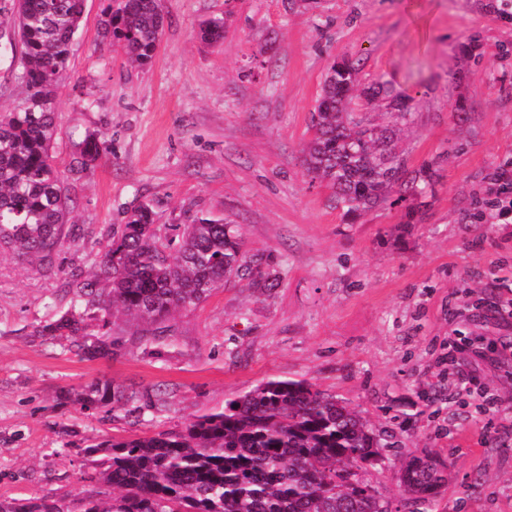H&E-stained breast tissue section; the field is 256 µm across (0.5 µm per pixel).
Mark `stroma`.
Listing matches in <instances>:
<instances>
[{"mask_svg":"<svg viewBox=\"0 0 512 512\" xmlns=\"http://www.w3.org/2000/svg\"><path fill=\"white\" fill-rule=\"evenodd\" d=\"M106 4L85 0L56 104L52 155L83 240L142 203L161 224L210 212L240 224L277 285L232 280L175 312L159 344L115 314L125 345L89 360L34 333L69 303L73 268H90L83 253L66 245L46 274L0 251V499L97 493L82 478L89 446L178 431L260 382L292 379L346 399L382 433L386 459L368 479L389 512H416L398 471L430 450L447 465L439 512H512V223L481 206L496 196L492 172L512 165V19L497 0H163L167 23L143 68L102 38ZM212 16L225 26L215 47L195 36ZM15 41L0 25L6 109L22 96ZM344 56L359 59L361 82L384 78L412 98L409 164L439 174L415 223L404 199L343 223L304 174L310 114ZM94 130L109 153L71 169L75 142ZM104 379L137 392L139 411L81 409L76 393Z\"/></svg>","mask_w":512,"mask_h":512,"instance_id":"35a3bbf8","label":"stroma"}]
</instances>
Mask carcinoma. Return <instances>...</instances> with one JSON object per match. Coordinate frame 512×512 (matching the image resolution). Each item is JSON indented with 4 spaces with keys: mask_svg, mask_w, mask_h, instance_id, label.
<instances>
[{
    "mask_svg": "<svg viewBox=\"0 0 512 512\" xmlns=\"http://www.w3.org/2000/svg\"><path fill=\"white\" fill-rule=\"evenodd\" d=\"M85 0H0V24L14 27L19 61L14 80L22 101L0 111V249L50 269L65 244L78 237L70 215L75 201L53 162L57 90L67 73ZM102 37L118 46L128 65L152 63L164 30L162 0H108ZM202 42L224 41V18L202 21ZM364 97L391 117L380 124L358 112ZM415 120L411 98L386 82L361 85L348 58L329 66L311 112L313 136L302 158L306 176L326 183L331 200L352 223L399 194L427 195L438 169L408 166L398 147L402 128ZM108 152L103 133L89 131L75 145L72 166L85 169ZM93 272L71 273L73 298L37 328L51 340L71 338L70 349L105 358L122 345L112 316L133 315L150 327L147 342L166 337L173 312L205 301L233 277L254 288L274 283L262 257L245 247L239 225L200 213L187 224H158L148 203L103 240L82 243ZM139 400L109 380L78 397L85 410ZM380 434L348 401L305 380L263 381L221 411L196 417L183 430L117 441L87 450L97 456L95 481L112 494L77 500L69 510L49 497L0 499V512H388L364 478L365 465L384 462ZM446 482L436 457L410 456L400 469L409 499L431 512Z\"/></svg>",
    "mask_w": 512,
    "mask_h": 512,
    "instance_id": "obj_1",
    "label": "carcinoma"
}]
</instances>
